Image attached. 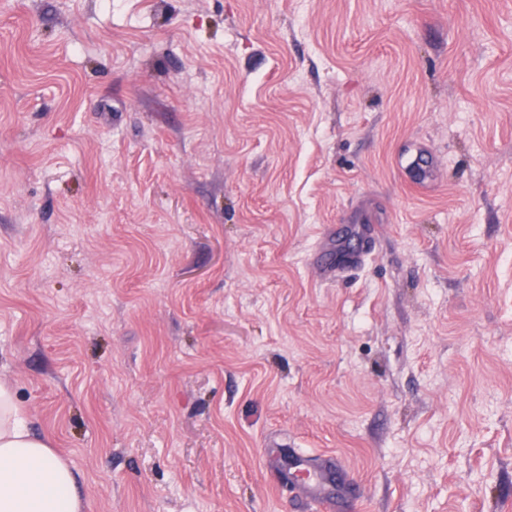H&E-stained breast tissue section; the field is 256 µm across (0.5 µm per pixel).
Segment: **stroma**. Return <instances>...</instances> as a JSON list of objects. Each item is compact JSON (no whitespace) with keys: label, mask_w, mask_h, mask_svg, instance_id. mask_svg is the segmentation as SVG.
Masks as SVG:
<instances>
[{"label":"stroma","mask_w":512,"mask_h":512,"mask_svg":"<svg viewBox=\"0 0 512 512\" xmlns=\"http://www.w3.org/2000/svg\"><path fill=\"white\" fill-rule=\"evenodd\" d=\"M0 382L84 512H512V0H0ZM287 457V478L288 473L293 475L295 481L301 485L306 498L319 506L328 507L326 489L333 484L334 459L328 458L313 464L309 456L301 453L293 452Z\"/></svg>","instance_id":"1"}]
</instances>
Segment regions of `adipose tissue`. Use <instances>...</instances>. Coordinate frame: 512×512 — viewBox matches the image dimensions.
<instances>
[{"label":"adipose tissue","mask_w":512,"mask_h":512,"mask_svg":"<svg viewBox=\"0 0 512 512\" xmlns=\"http://www.w3.org/2000/svg\"><path fill=\"white\" fill-rule=\"evenodd\" d=\"M0 512H82L69 463L31 432L5 384H0Z\"/></svg>","instance_id":"adipose-tissue-1"}]
</instances>
